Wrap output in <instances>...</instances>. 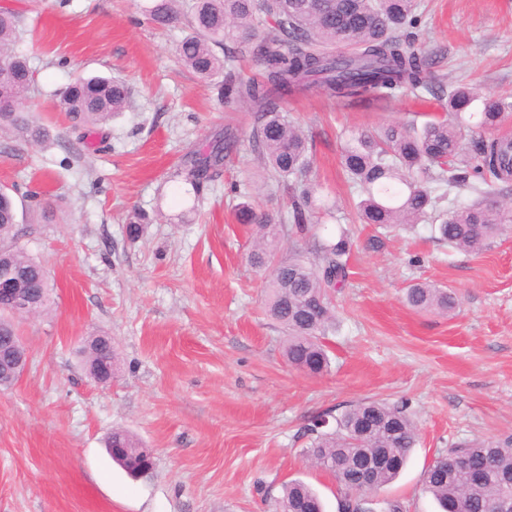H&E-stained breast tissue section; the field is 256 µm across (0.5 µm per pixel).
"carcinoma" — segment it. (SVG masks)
Wrapping results in <instances>:
<instances>
[{
	"label": "carcinoma",
	"mask_w": 512,
	"mask_h": 512,
	"mask_svg": "<svg viewBox=\"0 0 512 512\" xmlns=\"http://www.w3.org/2000/svg\"><path fill=\"white\" fill-rule=\"evenodd\" d=\"M415 0H153L146 6L150 20L170 26L187 19L190 33L178 46L181 63L202 79L224 73V103H251L259 123L253 140L272 176L288 194L290 223L281 224L265 211L244 202L238 219L256 228L257 241L249 264L271 269L266 282L267 313L288 336L285 355L294 368L316 375L330 359L322 338L336 327L331 294L346 281L347 259L354 240L348 229L319 232L321 219L332 216L335 203L307 177L310 147L298 127L280 111L277 98L320 84L332 96L354 97L371 89L388 96L401 90L425 91L447 100L448 112L422 127L413 122L387 124L360 132L342 154L348 180L361 190L357 205L364 224L380 228L431 224L433 239L471 253L488 250L512 225V207L500 199L512 182V142L486 141L477 130L493 126L512 109L503 98L479 99L466 84L445 87L436 80L431 62L407 29L419 18ZM21 15L0 8V130L20 141L42 145L49 140L44 125L25 110L33 82L28 59L12 50ZM224 47L218 56L213 47ZM250 53L266 68L262 83L242 81L235 62ZM60 111L73 127L93 128L129 108L131 89L112 76L78 77L57 93ZM481 101L479 112L471 111ZM231 138L211 142L187 156L171 178L199 188L224 163ZM467 188L474 200L448 212L441 202ZM17 209L13 196L0 188V271H15L12 288L47 308L50 278L46 269L18 244ZM291 240L286 256L282 239ZM407 304L418 311L452 314L457 294L425 282L410 285ZM93 369L115 354L110 339L93 338L83 349ZM305 453L331 473L348 499L353 476L364 459H376L372 490L395 479L404 468L417 431L406 406L361 402L329 421L315 418ZM112 460L129 475L139 476L146 462L142 444L125 430H114L108 441ZM425 491L441 512H493L512 501V435L461 442L448 448L426 470ZM278 512H324L318 494L294 480L284 487Z\"/></svg>",
	"instance_id": "cac0c4a2"
}]
</instances>
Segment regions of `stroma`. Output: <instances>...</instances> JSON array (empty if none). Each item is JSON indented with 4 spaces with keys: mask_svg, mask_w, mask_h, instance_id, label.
Returning a JSON list of instances; mask_svg holds the SVG:
<instances>
[{
    "mask_svg": "<svg viewBox=\"0 0 512 512\" xmlns=\"http://www.w3.org/2000/svg\"><path fill=\"white\" fill-rule=\"evenodd\" d=\"M149 3L0 0L23 13L28 33L15 50L33 70L27 106L51 135L31 146L0 134V187L15 200L21 245L53 284L45 312L13 318L29 362L0 387V512H273L293 480L338 512L335 479L306 461L305 430L366 400L407 403L419 437L380 497L404 512H438L423 490L433 459L459 441L512 434V231L480 254L439 245L425 224L377 231L359 223V192L340 161L352 133L424 124L443 100L332 98L312 86L279 101L337 202L327 231L342 226L354 239L325 341L330 367L311 375L284 355L286 338L265 312L268 274L247 261L255 230L235 218L242 190L288 218L252 139L255 109L225 106L223 76L185 68L177 47L187 27L154 24ZM416 4L414 38L445 85L512 98V0ZM92 74L123 78L133 100L83 132L56 93ZM224 132L235 146L202 188L170 181L189 152ZM136 211L147 219L133 241ZM415 282L456 292L455 315L408 307L403 293ZM90 336L117 349L111 383L86 373ZM115 429L152 448L147 476L112 462L105 441Z\"/></svg>",
    "mask_w": 512,
    "mask_h": 512,
    "instance_id": "stroma-1",
    "label": "stroma"
}]
</instances>
